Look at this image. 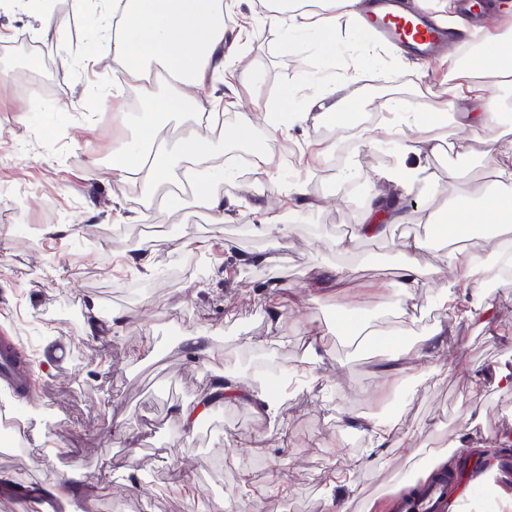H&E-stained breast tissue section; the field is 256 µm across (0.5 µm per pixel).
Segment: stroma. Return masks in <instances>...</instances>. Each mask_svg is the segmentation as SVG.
<instances>
[{"label": "stroma", "mask_w": 512, "mask_h": 512, "mask_svg": "<svg viewBox=\"0 0 512 512\" xmlns=\"http://www.w3.org/2000/svg\"><path fill=\"white\" fill-rule=\"evenodd\" d=\"M460 0H422L421 13L464 29L448 56L428 61L376 42L374 52L336 38L349 50L341 69L323 63L318 45L288 50L255 0H231L224 32L225 63L256 74L232 96L222 81L200 90V112L166 115L172 132L207 134L224 113V147L264 152L212 185L235 204L233 218L212 223L190 187L122 184L112 157L139 135L150 111L134 84L113 91L97 75L112 69L103 49L84 65L99 16L97 0H54L60 38L36 35L35 7L0 6V335L20 337L36 387L20 400L0 389L6 411L25 427L23 450L0 446V474L24 487L59 489L65 471L81 472L82 490L68 491L72 512H390L402 484L420 487L422 471L399 440L430 456L450 452L454 468L484 466L481 486L464 481L461 512H512V484L499 478L480 445L512 451V277L499 272L480 284L491 328L450 325L447 377L417 385L429 364L416 358L418 340L443 320L435 289L395 298L380 290L400 260L403 243L424 235L448 197L424 186H387L404 216L384 236L358 239L339 254L332 241L353 235L368 209L378 174L421 165L459 189L486 192L497 177L483 143L512 138V87L496 88L501 119L441 137L437 149L402 156L364 132L387 126V100L432 112L454 86L448 64L475 54L477 28L512 37V10L468 18ZM251 18L239 30L238 14ZM44 48L33 67L17 43ZM344 81L342 119L320 111L295 119L301 93L318 94ZM280 114V129L262 118ZM246 129L245 139L235 132ZM304 183L306 196L296 192ZM281 201L292 231L271 242L254 234L255 207ZM275 255L272 263L255 256ZM150 259L143 270L137 259ZM299 298L270 329L263 298L270 285ZM102 321L121 314L117 330L87 333L88 311ZM365 322L378 337L354 343L337 335L344 319ZM205 337V353L182 342ZM321 341H313V334ZM315 365L317 384L287 381L289 370ZM240 388L276 389L271 415L247 404L211 405L195 429H181L178 409L195 407L214 378ZM391 418L387 443L376 444L371 419Z\"/></svg>", "instance_id": "stroma-1"}]
</instances>
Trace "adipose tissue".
I'll return each mask as SVG.
<instances>
[{
  "mask_svg": "<svg viewBox=\"0 0 512 512\" xmlns=\"http://www.w3.org/2000/svg\"><path fill=\"white\" fill-rule=\"evenodd\" d=\"M361 3L316 0V9L308 10L303 0H266L269 20L282 30L287 43L309 37L328 53L336 47L334 37L342 22L354 23L355 37H362L358 28ZM102 22L112 49L113 82H135L145 97L155 98L148 75L151 66L156 65L176 84L173 92L155 98V111L144 113L142 136L114 154L113 170L121 181L144 186L188 182L194 188L197 205L209 212L213 223H224L231 206L209 190L225 175L223 154L213 136L193 134L172 144L156 119L160 112L201 110L203 102L192 96V89L204 88L208 80L224 71V0H112V8L103 14ZM488 77L512 80V43L487 32L479 53L457 66L456 84L444 108L421 114L408 132L396 139L399 152L405 156L419 154L421 144L429 141L431 132L437 129L463 130L498 123L502 103L485 85ZM484 155L497 174L501 190L477 197L449 189L448 207L430 233L404 244L403 260L386 282L390 294L408 296L416 289L429 287L419 257L435 239L451 231L470 235L479 224L512 223V139L492 138ZM503 255V244L494 236L486 238L484 254L458 250L452 256L455 276L478 281Z\"/></svg>",
  "mask_w": 512,
  "mask_h": 512,
  "instance_id": "obj_1",
  "label": "adipose tissue"
}]
</instances>
